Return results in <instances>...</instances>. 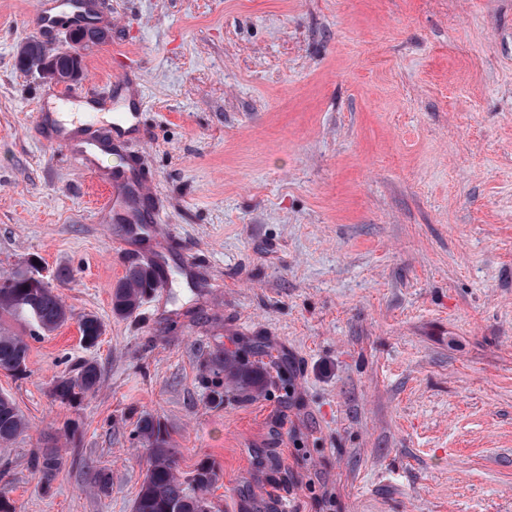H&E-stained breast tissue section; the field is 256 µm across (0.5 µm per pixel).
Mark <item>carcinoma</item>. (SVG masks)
Returning a JSON list of instances; mask_svg holds the SVG:
<instances>
[{"label": "carcinoma", "instance_id": "obj_1", "mask_svg": "<svg viewBox=\"0 0 512 512\" xmlns=\"http://www.w3.org/2000/svg\"><path fill=\"white\" fill-rule=\"evenodd\" d=\"M153 270L132 266L112 292V312L126 316L139 308L143 298L155 288ZM34 305L36 318L27 317L26 310ZM9 317L42 332H52L70 319V312L55 289L37 286L31 280L29 269H18L0 281V319ZM81 338L96 341L103 333V323L93 315H85L79 322ZM28 345L19 333L0 327V370L19 374L26 369ZM213 390L222 397L221 378L228 377L238 391L250 396L262 390L265 372L249 360L229 354L222 349L210 353L207 363ZM100 383V371L92 362L81 365L74 375L62 374L56 378L51 392L55 399L73 402L95 391ZM25 428V419L13 400L0 394V442L16 438ZM134 440L147 454L146 475L134 502L133 512H200L199 504L207 498L217 481L213 467L202 464L186 479L178 472L176 452L171 448L168 434L161 420L145 415L137 422ZM62 458L55 449L35 458L34 469L44 487L59 475Z\"/></svg>", "mask_w": 512, "mask_h": 512}]
</instances>
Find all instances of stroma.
Here are the masks:
<instances>
[{
    "label": "stroma",
    "instance_id": "1",
    "mask_svg": "<svg viewBox=\"0 0 512 512\" xmlns=\"http://www.w3.org/2000/svg\"><path fill=\"white\" fill-rule=\"evenodd\" d=\"M78 92L147 107L107 165L144 220L48 148L22 69L35 0H0V279L28 259L71 313L0 371L27 427L0 444L14 512H133L140 417L212 512H512V0H101ZM158 284L112 312L130 265ZM104 325L85 346L82 316ZM266 387L206 386L214 346ZM72 404L55 378L84 362ZM59 449L43 490L33 460ZM111 475L108 487L97 470ZM100 383V371L92 362H85L74 375L62 374L56 378L51 392L61 402H73L94 392Z\"/></svg>",
    "mask_w": 512,
    "mask_h": 512
}]
</instances>
